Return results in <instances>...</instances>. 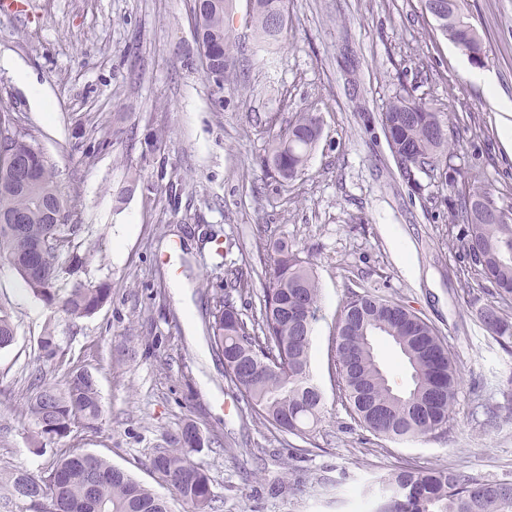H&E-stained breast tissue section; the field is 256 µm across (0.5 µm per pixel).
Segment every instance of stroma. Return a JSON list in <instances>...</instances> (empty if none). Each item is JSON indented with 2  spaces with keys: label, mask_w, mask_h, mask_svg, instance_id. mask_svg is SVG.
<instances>
[{
  "label": "stroma",
  "mask_w": 512,
  "mask_h": 512,
  "mask_svg": "<svg viewBox=\"0 0 512 512\" xmlns=\"http://www.w3.org/2000/svg\"><path fill=\"white\" fill-rule=\"evenodd\" d=\"M484 45L483 70L512 98V0H465ZM249 0H232L236 42L223 83L198 61L190 0H29L0 16V58L49 93L41 112L27 83L0 67V112L18 120L53 167L69 223L82 227L75 280L105 284L110 301L84 318L47 305L0 262V307L13 344L0 350V468L50 471L62 449L95 453L160 495L146 462L174 448L185 425L205 445L191 459L221 512H361L376 479L402 466L457 467L512 482V353L479 323L486 283L453 244L462 216L454 184L492 190L512 208V148L498 112L469 81L465 53L421 0H286L287 28L266 50ZM410 92L438 113L451 162L400 178L379 123ZM299 112L321 135L304 174L285 180L263 161ZM311 263L320 310L310 345L322 418L309 440L259 420L224 378L209 343L221 288L252 315L270 243ZM401 302L438 330L459 369L447 432L378 438L338 399L332 338L349 290ZM56 358L42 359L43 336ZM97 382L96 428L40 435L24 417L32 380ZM499 406L497 424L484 407Z\"/></svg>",
  "instance_id": "35a3bbf8"
}]
</instances>
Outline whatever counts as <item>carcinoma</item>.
<instances>
[{
	"label": "carcinoma",
	"instance_id": "1",
	"mask_svg": "<svg viewBox=\"0 0 512 512\" xmlns=\"http://www.w3.org/2000/svg\"><path fill=\"white\" fill-rule=\"evenodd\" d=\"M197 41L212 67L224 76L231 58L230 0H190ZM455 16L443 34L468 52L482 41L455 0ZM254 29L265 44L283 32L272 29V16L285 14V0H251ZM381 125L401 177L414 183V172L453 152L430 104L411 94L399 95L381 113ZM321 134L320 118L300 112L273 139L268 171L284 180L304 173ZM30 156L24 180L15 178L8 155ZM453 208L463 214L457 248L490 284L493 298L478 310L486 331L503 348L512 343V212L498 206L491 190L470 187ZM0 215H18L20 224H0V260L17 271L37 298L73 317L95 314L111 298V289L75 281L64 294L57 283L75 273V263H59L60 251L72 244L80 225L69 224L54 170L39 148L28 142L8 112H0ZM265 266L268 283L252 319L233 302L216 297L210 315L212 353L224 364V378L254 415L296 436L318 419L323 396L310 376L312 324L319 309V288L309 263L273 245ZM384 337L401 352L410 384L394 389L381 369L374 341ZM15 330L9 312L0 308V350L10 347ZM336 386L361 425L389 440H408L447 431L459 385L453 356L438 330L405 305L381 295L348 292L334 340ZM102 406L95 380L80 372L65 389L42 384L26 418L40 433L67 436L72 427L92 428ZM197 429L187 426L178 448H158L149 468L160 475L171 496L190 512H217L209 478L191 460ZM0 499L16 512H171L169 500L152 492L123 469L93 453L71 448L46 474L23 469L0 471ZM372 512H512V482L480 479L459 469L401 467L379 478Z\"/></svg>",
	"mask_w": 512,
	"mask_h": 512
}]
</instances>
